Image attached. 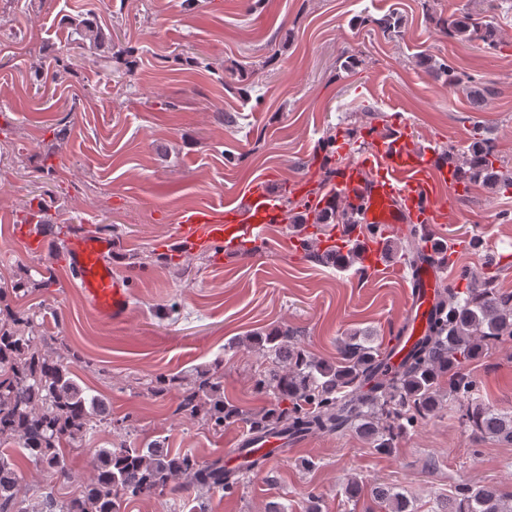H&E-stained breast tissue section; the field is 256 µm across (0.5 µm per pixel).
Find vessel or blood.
Listing matches in <instances>:
<instances>
[{"label":"vessel or blood","instance_id":"1","mask_svg":"<svg viewBox=\"0 0 512 512\" xmlns=\"http://www.w3.org/2000/svg\"><path fill=\"white\" fill-rule=\"evenodd\" d=\"M448 185L447 202L435 194L437 182ZM339 196L357 210L363 224L377 233L364 242L362 257L369 270L382 268V235L392 229L412 230L440 224L454 211V201L464 191L452 169L437 165L433 154L418 152L413 134L400 128L387 137L371 134L355 160L343 163L336 177ZM279 204L262 184L253 185L243 201L223 209L194 208L184 211L173 233L185 248L208 249L222 244L233 247L246 240L266 241L272 225L281 223ZM66 253L75 286L91 301L98 315L111 321L124 320L129 308V282L115 274L107 261L114 243L97 234L77 233L67 237ZM448 284L443 264L432 255L422 260L405 300L400 319L411 337L420 336L427 325L434 295Z\"/></svg>","mask_w":512,"mask_h":512}]
</instances>
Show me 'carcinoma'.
Wrapping results in <instances>:
<instances>
[{"instance_id":"1","label":"carcinoma","mask_w":512,"mask_h":512,"mask_svg":"<svg viewBox=\"0 0 512 512\" xmlns=\"http://www.w3.org/2000/svg\"><path fill=\"white\" fill-rule=\"evenodd\" d=\"M474 11H455L439 17L445 36L461 41L499 44L498 28L488 20L505 0H471ZM79 44L101 47L112 41L90 14L74 23ZM428 69L444 78L448 88L463 82L456 68L435 59ZM443 155L452 158L456 180L464 186L480 183L491 191L512 188V165L495 151L488 131L476 126L468 146ZM288 223L300 231L312 224L330 236L341 227L348 248L342 252H308L315 261L338 269L359 262L361 240L354 235L358 216L336 195L317 210L306 200L285 201ZM392 254L412 266L423 259L420 239L410 236L396 243ZM287 326L245 336L239 343L261 352L269 363L258 374L256 389L271 394L269 405L246 417L249 434L259 441L269 435L292 439L334 434L352 429L373 442L381 453L418 422L435 415L443 403L456 402L462 423L474 434L489 435L512 444V414L483 403L476 381L464 367L492 346L512 340V293L495 288L487 269L464 270L459 284L443 291L419 337L399 365L389 363L390 351L365 344L352 335L342 340L334 361L316 358L293 342ZM49 336L37 335L34 318L0 311V512H121L125 501H146L167 495L189 499L200 490L230 492L242 472L224 466L218 456L201 460L190 451L167 447L158 436L131 447L125 443L94 446L90 478L66 496L47 487L32 502L19 474L18 458L47 472L57 482L69 478L65 446L80 447L112 426L106 400L88 396L73 378L75 354L50 352ZM448 378V398L439 382ZM177 411L202 419L215 431L240 417L239 408L224 400V379L215 370H202L182 389ZM371 495L388 512H410L407 497L375 487ZM443 512H512L493 483L462 484Z\"/></svg>"}]
</instances>
